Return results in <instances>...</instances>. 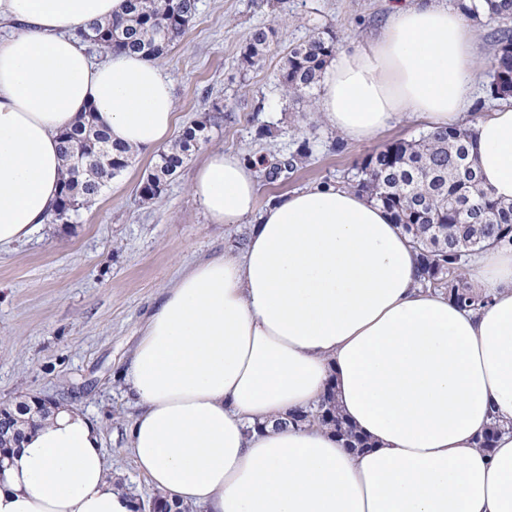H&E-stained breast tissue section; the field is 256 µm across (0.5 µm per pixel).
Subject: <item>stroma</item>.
I'll return each instance as SVG.
<instances>
[{"mask_svg":"<svg viewBox=\"0 0 512 512\" xmlns=\"http://www.w3.org/2000/svg\"><path fill=\"white\" fill-rule=\"evenodd\" d=\"M395 0H198L192 26L160 57L175 85L177 129L205 115L216 121L209 146L255 163L257 206L313 183H342L355 162L424 127L402 119L372 143H339L316 116V104L284 96L278 73L291 47L330 30L348 50L374 39ZM480 68L473 96L483 111L500 106L489 71L498 29L512 18H469ZM275 36L247 68L241 53L253 29ZM303 167L270 175L301 141ZM196 152L153 203L138 184L156 155L137 154L73 224H44L29 239L0 250V405L33 396L72 406L99 423L113 484L146 501L154 489L138 472L124 428L136 414L117 377L163 288L185 268L244 250L252 224L208 223L190 192L203 162Z\"/></svg>","mask_w":512,"mask_h":512,"instance_id":"1","label":"stroma"}]
</instances>
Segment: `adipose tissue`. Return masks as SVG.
<instances>
[{"mask_svg":"<svg viewBox=\"0 0 512 512\" xmlns=\"http://www.w3.org/2000/svg\"><path fill=\"white\" fill-rule=\"evenodd\" d=\"M126 0H0V247L45 224L60 192L59 135L88 109L112 144L166 146L174 83L155 61L93 62L74 33ZM478 61L461 14L433 0L393 12L339 52L318 116L356 143L411 118L472 130L482 184L512 202V105L470 118ZM191 191L209 223L256 222L242 253L191 266L148 317L119 378L137 414L138 469L204 512H512V248L464 274L487 295L458 308L420 284L418 255L378 204L314 183L257 209L256 173L211 151ZM334 389L371 440L354 451L287 414ZM107 476L101 430L60 409L0 472V512H136Z\"/></svg>","mask_w":512,"mask_h":512,"instance_id":"obj_1","label":"adipose tissue"}]
</instances>
